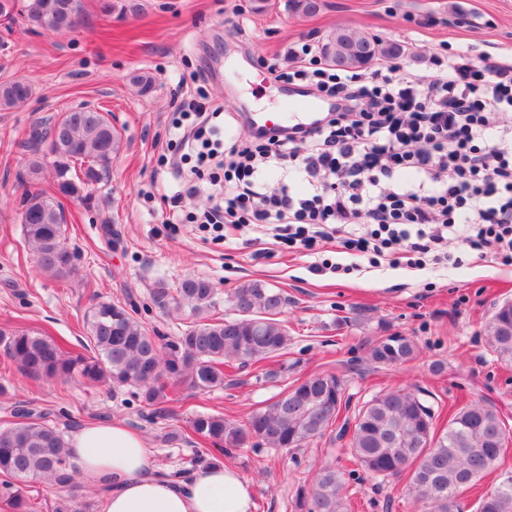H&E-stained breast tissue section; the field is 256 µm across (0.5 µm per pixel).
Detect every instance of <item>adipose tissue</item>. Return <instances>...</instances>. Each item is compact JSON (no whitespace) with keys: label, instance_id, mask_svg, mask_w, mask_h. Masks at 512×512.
<instances>
[{"label":"adipose tissue","instance_id":"ef3b65f1","mask_svg":"<svg viewBox=\"0 0 512 512\" xmlns=\"http://www.w3.org/2000/svg\"><path fill=\"white\" fill-rule=\"evenodd\" d=\"M81 477L107 487L105 512H252L253 486L235 467L211 464L186 480L149 469L147 441L119 422L90 423L68 441Z\"/></svg>","mask_w":512,"mask_h":512}]
</instances>
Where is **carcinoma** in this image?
I'll return each instance as SVG.
<instances>
[{
	"label": "carcinoma",
	"mask_w": 512,
	"mask_h": 512,
	"mask_svg": "<svg viewBox=\"0 0 512 512\" xmlns=\"http://www.w3.org/2000/svg\"><path fill=\"white\" fill-rule=\"evenodd\" d=\"M99 10L110 15L134 10L126 0H98ZM84 0H0V22L22 21L28 29L63 31L69 19H80ZM338 67L358 69L378 56H397V44H384L373 36L338 30L322 46ZM32 96L24 80L0 83V110L14 109ZM38 144L49 142L55 156L56 188L29 192L22 200L21 219L36 267L53 278L77 271L78 254L63 238L60 198L77 197L91 205L89 186L100 180L112 163L118 133L104 113L88 107L74 108L32 134ZM84 165L82 177L71 175L72 165ZM214 288L203 278H187L171 291L160 284L153 302L160 308L179 299L190 306L195 319L178 336L168 338L149 330L139 319L133 301L97 302L88 319L93 354L71 355L50 336L34 330L0 331V349L19 370L35 378L68 382H107L114 388H132L142 403L162 402L168 384L206 391L224 384V364H259L281 353L288 330L276 319L286 299L272 288L251 282L232 297L237 316L211 318ZM485 340L497 359L512 362V303L499 305L486 323ZM416 343L407 336H380L367 345L366 359L392 367L414 358ZM343 381L334 374H315L295 383L266 408L252 413L243 424L222 415L201 413L190 422V434L217 445L228 458L249 440L254 445L296 449L325 436L329 424L314 419L322 407L336 408V393ZM506 425L498 410L488 404L468 403L448 417L443 433L435 430L432 407L416 392L404 388L372 396L354 417L347 451L370 475L383 480L408 475V494L424 512H454L460 490L473 488L500 462ZM213 463L204 454L188 461L189 468L165 474L181 479L188 469ZM76 468L62 432L48 413L14 412V420L0 428V503L11 512H29L26 488L46 478L67 486ZM298 512H351L346 482L331 464L322 465L309 486H301ZM478 512H512V486H498L480 494Z\"/></svg>",
	"instance_id": "obj_1"
}]
</instances>
